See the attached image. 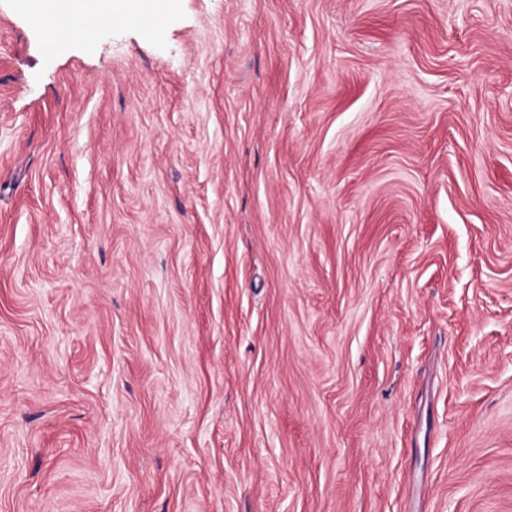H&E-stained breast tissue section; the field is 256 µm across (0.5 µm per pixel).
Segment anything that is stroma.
Listing matches in <instances>:
<instances>
[{"label": "stroma", "mask_w": 512, "mask_h": 512, "mask_svg": "<svg viewBox=\"0 0 512 512\" xmlns=\"http://www.w3.org/2000/svg\"><path fill=\"white\" fill-rule=\"evenodd\" d=\"M0 0V512H512V0ZM29 10L37 16H47L50 24L45 26V36L48 41L44 49L51 52L58 40L70 37L75 32L90 34L97 32V13L100 26L107 27L111 24L109 0H23ZM115 13L116 20L124 21L125 17L135 16L137 13V2H138V13L143 18H157L158 1L167 2V10L174 7L178 1L175 0H115Z\"/></svg>", "instance_id": "obj_1"}]
</instances>
